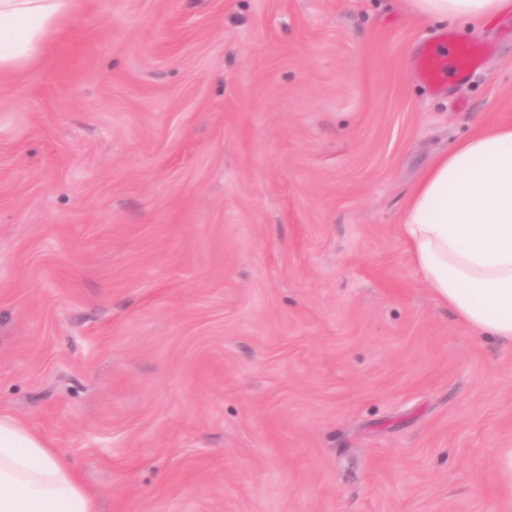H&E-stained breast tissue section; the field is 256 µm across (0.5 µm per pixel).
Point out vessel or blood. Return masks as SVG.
<instances>
[{
	"label": "vessel or blood",
	"instance_id": "b4317fda",
	"mask_svg": "<svg viewBox=\"0 0 512 512\" xmlns=\"http://www.w3.org/2000/svg\"><path fill=\"white\" fill-rule=\"evenodd\" d=\"M487 47L474 42H454L447 49L432 45L421 54V68L429 85L444 81L463 83L487 54Z\"/></svg>",
	"mask_w": 512,
	"mask_h": 512
}]
</instances>
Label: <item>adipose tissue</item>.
Returning a JSON list of instances; mask_svg holds the SVG:
<instances>
[{
    "mask_svg": "<svg viewBox=\"0 0 512 512\" xmlns=\"http://www.w3.org/2000/svg\"><path fill=\"white\" fill-rule=\"evenodd\" d=\"M83 0H0V74L42 55ZM431 22L477 23L512 0H407ZM401 236L416 276L480 336L512 345V122L456 141L411 191ZM0 512H97L75 465L0 416Z\"/></svg>",
    "mask_w": 512,
    "mask_h": 512,
    "instance_id": "obj_1",
    "label": "adipose tissue"
}]
</instances>
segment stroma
Listing matches in <instances>:
<instances>
[{
    "label": "stroma",
    "instance_id": "stroma-1",
    "mask_svg": "<svg viewBox=\"0 0 512 512\" xmlns=\"http://www.w3.org/2000/svg\"><path fill=\"white\" fill-rule=\"evenodd\" d=\"M490 44L432 89L440 36ZM512 119V13L90 0L0 74V415L97 512H512V347L415 275L435 157Z\"/></svg>",
    "mask_w": 512,
    "mask_h": 512
}]
</instances>
